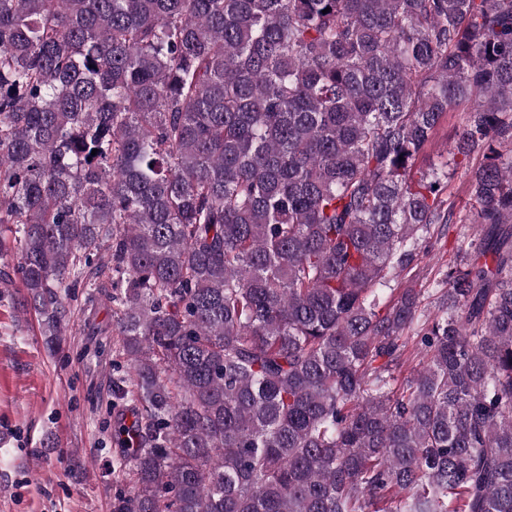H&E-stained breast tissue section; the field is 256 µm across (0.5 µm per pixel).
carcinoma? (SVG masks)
Returning <instances> with one entry per match:
<instances>
[{"instance_id": "carcinoma-1", "label": "carcinoma", "mask_w": 512, "mask_h": 512, "mask_svg": "<svg viewBox=\"0 0 512 512\" xmlns=\"http://www.w3.org/2000/svg\"><path fill=\"white\" fill-rule=\"evenodd\" d=\"M3 227L115 306V512H512V0H0ZM462 112H453L449 114L448 121L443 124L438 133L433 138L432 144L426 152L425 164L438 163L441 156L447 154L449 145L453 141L455 132L461 122ZM451 191L457 207L463 214H469L473 201L470 195L469 176L459 170L450 181Z\"/></svg>"}]
</instances>
